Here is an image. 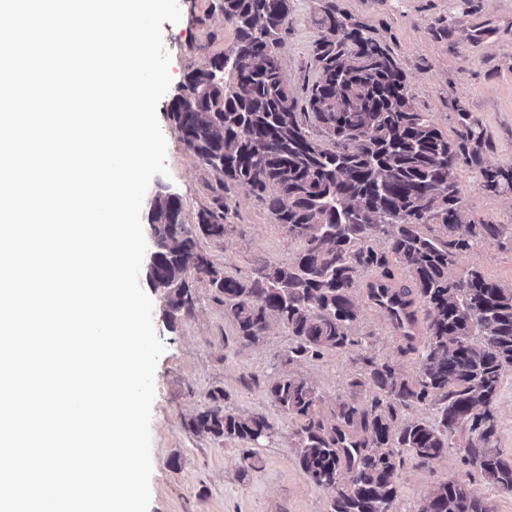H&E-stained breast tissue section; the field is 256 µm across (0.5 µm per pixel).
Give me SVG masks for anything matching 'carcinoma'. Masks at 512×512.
<instances>
[{"label": "carcinoma", "instance_id": "1", "mask_svg": "<svg viewBox=\"0 0 512 512\" xmlns=\"http://www.w3.org/2000/svg\"><path fill=\"white\" fill-rule=\"evenodd\" d=\"M291 0H215L234 39L187 70L166 115L185 147L219 176L228 191L244 187L264 201L279 226L302 242L288 263H264L247 280L225 276L203 253L202 238H224L222 210L202 209L184 221L180 198L160 189L145 218L164 245L153 269L174 285L168 325L194 314L192 286L206 282L252 344L271 324L291 339L285 362L359 344L354 294L371 268L410 277L404 294L418 305L425 342L413 375L389 361L362 358L350 387L376 389L366 402L343 400L326 415L306 381L284 374L269 395L295 423L291 439L301 469L333 492L328 512L394 509L404 458L426 466L456 448L497 491L512 495V461L495 444L496 401L512 372V289L472 269L449 270L477 247L499 240L502 224L464 221L459 172L477 174L478 188L512 191V168L489 165L491 143L480 120L458 110L461 130L449 137L409 93L389 45L336 0H318L312 63L315 77L296 91L281 73L279 48L290 30ZM189 423L200 436L252 448L272 437L262 415L224 407V391ZM436 409L434 422L398 424L412 404ZM420 512H489L481 493L441 480Z\"/></svg>", "mask_w": 512, "mask_h": 512}]
</instances>
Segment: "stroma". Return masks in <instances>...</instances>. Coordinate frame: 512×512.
Listing matches in <instances>:
<instances>
[{
	"label": "stroma",
	"mask_w": 512,
	"mask_h": 512,
	"mask_svg": "<svg viewBox=\"0 0 512 512\" xmlns=\"http://www.w3.org/2000/svg\"><path fill=\"white\" fill-rule=\"evenodd\" d=\"M352 16L364 19L374 35L388 43L404 69L416 107L429 113L448 134L458 128L457 112L476 115L493 144L490 164L512 168V0H339ZM211 0H178L181 19L163 23V46L170 57L173 83L205 55L231 44L233 34ZM314 0H292L291 31L280 57L286 79L295 86L310 76L309 64L316 30ZM445 18L450 34L435 39L429 25ZM167 99H160L157 118L167 143L168 176L162 182L182 200L186 223L199 210L224 205L229 227L223 240H202L201 248L225 275L251 276L264 262L286 263L301 250L269 213L265 202L237 187L224 191L214 174L188 151L166 116ZM466 216L512 225V193L489 194L477 187L474 175L461 171ZM477 268L512 287V238L503 237L460 257L450 274L459 278ZM195 312L177 330L162 320L163 303L153 298L152 319L165 351L155 375L150 436L151 499L148 512H327L332 493L309 482L292 446L293 425L268 394L279 375L307 380L324 399V411L356 396L371 398L368 389L350 393L349 383L361 370L360 357L374 355L412 374L416 356L402 353L386 318L357 290L360 309L359 345L292 364L284 355L291 340L279 328L245 345L236 325L207 284H196ZM214 388L224 392L227 409L265 416L276 432L255 450V467L244 470L240 444L193 434L191 417L204 406ZM472 482L482 489L490 512H512V495L486 485L481 474L465 465L457 449L445 458L418 467L405 462L398 482L399 512H419L430 490L442 480Z\"/></svg>",
	"instance_id": "obj_1"
}]
</instances>
